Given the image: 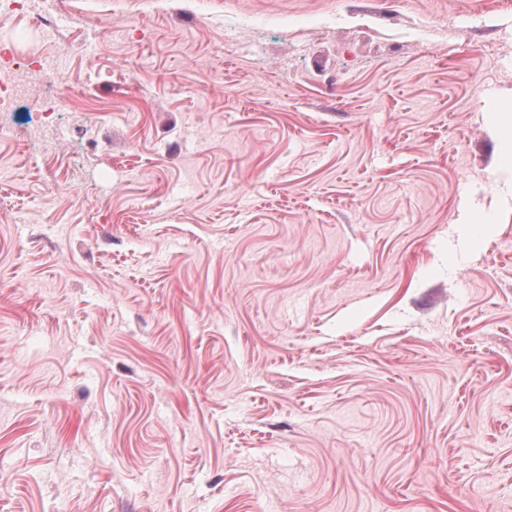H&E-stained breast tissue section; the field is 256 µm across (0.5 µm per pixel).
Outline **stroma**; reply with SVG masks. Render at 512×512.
<instances>
[{
	"mask_svg": "<svg viewBox=\"0 0 512 512\" xmlns=\"http://www.w3.org/2000/svg\"><path fill=\"white\" fill-rule=\"evenodd\" d=\"M48 20L58 152L0 140V512H512V0Z\"/></svg>",
	"mask_w": 512,
	"mask_h": 512,
	"instance_id": "1",
	"label": "stroma"
}]
</instances>
